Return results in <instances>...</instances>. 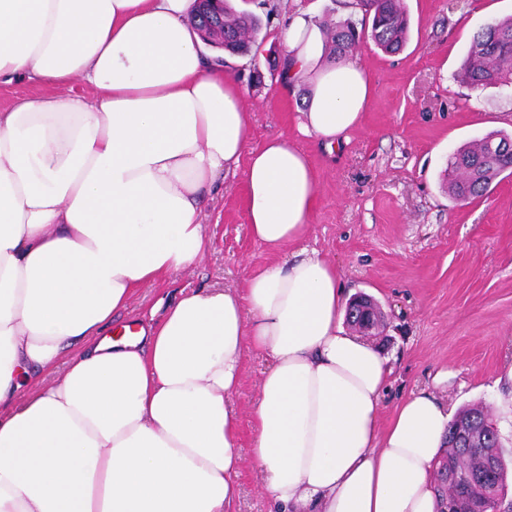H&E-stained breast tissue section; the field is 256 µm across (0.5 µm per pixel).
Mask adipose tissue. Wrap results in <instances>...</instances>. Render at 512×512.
Segmentation results:
<instances>
[{"instance_id":"1","label":"adipose tissue","mask_w":512,"mask_h":512,"mask_svg":"<svg viewBox=\"0 0 512 512\" xmlns=\"http://www.w3.org/2000/svg\"><path fill=\"white\" fill-rule=\"evenodd\" d=\"M194 0H0V86L55 87L0 109V512H236L232 396L267 359L251 457L268 512H435L452 410L411 392L344 325L343 275L305 247L309 156L250 148L244 90L207 51ZM299 128L334 151L372 101L358 64L296 9L280 33ZM92 95H61L74 80ZM243 170L252 238L241 285L180 292L125 335L135 293L208 251L203 212ZM66 358L48 385L37 371Z\"/></svg>"}]
</instances>
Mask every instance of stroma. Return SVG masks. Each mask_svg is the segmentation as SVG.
Wrapping results in <instances>:
<instances>
[{
  "instance_id": "stroma-1",
  "label": "stroma",
  "mask_w": 512,
  "mask_h": 512,
  "mask_svg": "<svg viewBox=\"0 0 512 512\" xmlns=\"http://www.w3.org/2000/svg\"><path fill=\"white\" fill-rule=\"evenodd\" d=\"M264 24L255 57L230 60L245 89L251 146L283 133L312 159L316 205L306 246L338 266L350 294L380 308L374 343L393 360L385 413L429 387L455 410L480 404L512 459V176L489 197L453 203L445 177L465 143L512 134V84L473 89L460 64L475 32L512 16V0H404L411 26L404 49L357 47L353 61L371 78L372 104L334 154L299 129L303 90L285 86L277 55L283 18L312 7L334 24L361 18L353 0H232ZM208 252L191 269L138 291L119 323L149 324L160 300L180 291L241 284L269 260L250 235L242 173H227L204 210ZM265 367L251 359L234 398L242 440Z\"/></svg>"
}]
</instances>
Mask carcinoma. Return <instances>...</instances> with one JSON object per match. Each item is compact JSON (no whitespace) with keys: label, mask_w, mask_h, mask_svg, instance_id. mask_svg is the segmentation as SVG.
<instances>
[{"label":"carcinoma","mask_w":512,"mask_h":512,"mask_svg":"<svg viewBox=\"0 0 512 512\" xmlns=\"http://www.w3.org/2000/svg\"><path fill=\"white\" fill-rule=\"evenodd\" d=\"M365 14L372 16L370 39L387 53H396L404 46L409 32V19L402 0H359ZM224 52L236 57L252 55L262 30L259 17L237 11L224 4ZM334 59L343 60L365 37L351 19L327 26ZM462 80L473 88L512 81V18L484 27L473 37L460 69ZM512 176V136L489 134L458 150L448 167V195L457 202H471L492 191L493 183L502 175ZM485 430L483 438L466 448L451 447L446 438L439 459L436 481H441L444 460L452 459L461 470L470 471L487 458L495 461L496 475L492 487H473L472 494L483 498L503 496L508 479V464L499 431L486 429L487 414L481 406L462 410L448 425L458 421Z\"/></svg>","instance_id":"obj_1"}]
</instances>
